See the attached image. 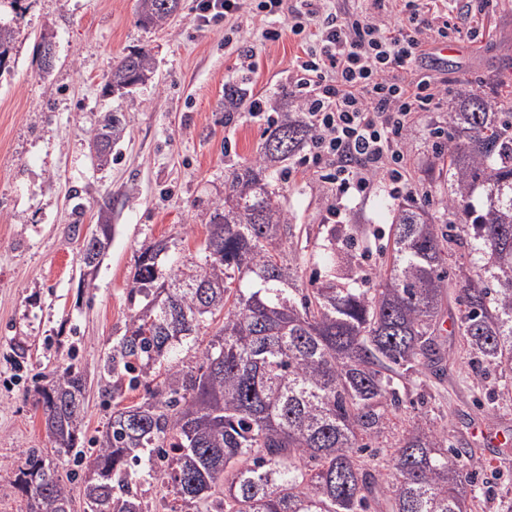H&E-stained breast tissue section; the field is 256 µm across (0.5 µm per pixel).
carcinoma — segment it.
Returning <instances> with one entry per match:
<instances>
[{"label": "carcinoma", "mask_w": 512, "mask_h": 512, "mask_svg": "<svg viewBox=\"0 0 512 512\" xmlns=\"http://www.w3.org/2000/svg\"><path fill=\"white\" fill-rule=\"evenodd\" d=\"M179 0H137L139 25L158 28ZM16 30L0 23V74L10 69ZM151 50L122 56L107 86L128 93L155 77ZM247 100L224 91V111ZM452 130L444 212L401 207L393 249L375 288L363 279L336 231L320 261L324 280L297 285V268L281 259L294 237L276 174L308 142L305 121L284 112L269 126L252 162L224 180V198L206 222L202 263L175 259L159 281L168 241L137 258L130 293L143 297L115 346L109 369L143 387L144 401L115 405L92 453L76 459L90 474L86 504L97 512H143L131 465L161 462L174 500L195 512H469L473 477L448 445V431L427 419L391 444L393 479L370 457L389 436L403 402L402 386L424 370L441 379L447 349L438 334L448 301V268H466L465 246L483 268L464 275L457 296L458 333L476 373L512 365V112L474 92L448 105ZM123 113H107L93 143L123 140ZM485 196L476 210L472 198ZM223 317L195 369L179 367L178 350L195 344L201 325ZM55 453L71 458L84 446L82 377L67 369L42 392ZM29 454L18 485L31 512H71L66 485L43 476Z\"/></svg>", "instance_id": "obj_1"}]
</instances>
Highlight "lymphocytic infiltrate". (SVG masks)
<instances>
[{
    "mask_svg": "<svg viewBox=\"0 0 512 512\" xmlns=\"http://www.w3.org/2000/svg\"><path fill=\"white\" fill-rule=\"evenodd\" d=\"M268 21L263 37L279 40L278 17L290 10V31L317 35L292 67L289 94L304 112L312 134L302 165L322 167L337 193L369 194L378 179L399 182L396 165L404 157L403 133L413 113L440 103V79L421 77L408 86L396 79L422 53L425 32L459 38L462 29L439 7L424 24L415 19L388 26L358 11H329L323 0H259Z\"/></svg>",
    "mask_w": 512,
    "mask_h": 512,
    "instance_id": "lymphocytic-infiltrate-1",
    "label": "lymphocytic infiltrate"
}]
</instances>
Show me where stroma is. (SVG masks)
I'll list each match as a JSON object with an SVG mask.
<instances>
[{
	"label": "stroma",
	"instance_id": "stroma-1",
	"mask_svg": "<svg viewBox=\"0 0 512 512\" xmlns=\"http://www.w3.org/2000/svg\"><path fill=\"white\" fill-rule=\"evenodd\" d=\"M136 4L19 0L0 7V22L18 31L11 70L0 75V512H29L17 479L34 451L56 462L73 512H84L85 477L57 463L39 391L65 368L82 376L90 449L105 433L114 403L143 401L144 390L129 389L107 370L138 309L130 288L140 250L164 239L172 254L202 262L201 216L223 197L225 176L256 158L268 129L246 110L225 111V86L247 88L275 108L292 60L315 44L289 34L287 16L279 19L283 37L265 41L267 22L251 9L227 23L198 26L197 0H181L166 25L146 30ZM448 12L474 19L475 30L459 38L461 51L449 62L446 105L417 113L406 132L409 193L396 197L380 187L340 196L295 158L280 173L281 200L295 230L282 257L300 258L301 287L323 274L318 255L328 242L351 246L363 273L374 274L391 252L394 209L442 212L448 187L431 131L445 124L448 102L472 91L512 103V0H450ZM43 32L57 43L47 74L37 51ZM141 46L152 50L155 81L130 96L113 95L106 88L112 67ZM246 49L256 52L248 73L240 68ZM116 109L127 133L102 167L89 148L90 133ZM108 192L116 203L103 215L96 201ZM333 208L340 217L330 216ZM99 222L111 225L112 242L84 285L78 228ZM458 316L452 301L440 320L446 377L407 384L395 422L402 429L427 418L447 427L453 443L473 451L463 463L474 475L477 512H512V453H503L496 439L512 434V373L472 371L455 333Z\"/></svg>",
	"mask_w": 512,
	"mask_h": 512
}]
</instances>
